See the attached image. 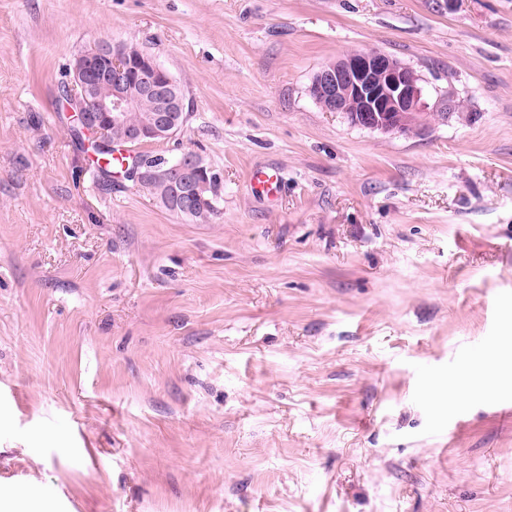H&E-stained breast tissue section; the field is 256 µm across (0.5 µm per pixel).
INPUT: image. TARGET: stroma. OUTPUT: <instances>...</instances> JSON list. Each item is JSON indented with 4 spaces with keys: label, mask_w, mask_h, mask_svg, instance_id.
Instances as JSON below:
<instances>
[{
    "label": "stroma",
    "mask_w": 512,
    "mask_h": 512,
    "mask_svg": "<svg viewBox=\"0 0 512 512\" xmlns=\"http://www.w3.org/2000/svg\"><path fill=\"white\" fill-rule=\"evenodd\" d=\"M134 43L221 213L99 186L59 97ZM407 135L312 98L351 50ZM279 172L274 199L251 171ZM512 0H0V483L51 512H512ZM310 93L328 112L386 134L417 130L428 109L413 69L380 50H353L315 75Z\"/></svg>",
    "instance_id": "1"
}]
</instances>
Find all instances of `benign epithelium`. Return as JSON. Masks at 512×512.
<instances>
[{"instance_id": "benign-epithelium-1", "label": "benign epithelium", "mask_w": 512, "mask_h": 512, "mask_svg": "<svg viewBox=\"0 0 512 512\" xmlns=\"http://www.w3.org/2000/svg\"><path fill=\"white\" fill-rule=\"evenodd\" d=\"M152 56L132 59L108 40H99L75 59L68 96L82 113L89 132L102 138L123 122L141 97H154L161 107L145 115L127 130L125 141H168L179 128L176 114L184 111V98L177 83ZM313 99L326 104L328 112L344 113L351 124L386 134H407L419 128L420 116L428 109L420 78L415 71L380 50H353L323 67L310 87ZM211 169L193 153L168 158L161 165L135 170L139 182L161 174H177L188 185L189 205L197 198L195 184L208 178Z\"/></svg>"}]
</instances>
